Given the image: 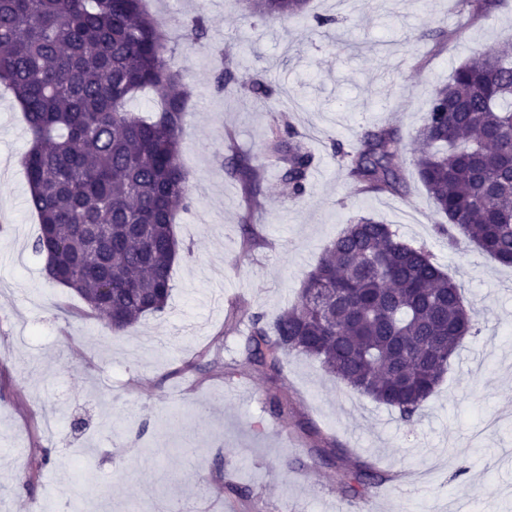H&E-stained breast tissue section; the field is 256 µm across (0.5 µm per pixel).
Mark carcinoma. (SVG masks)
<instances>
[{
	"label": "carcinoma",
	"mask_w": 512,
	"mask_h": 512,
	"mask_svg": "<svg viewBox=\"0 0 512 512\" xmlns=\"http://www.w3.org/2000/svg\"><path fill=\"white\" fill-rule=\"evenodd\" d=\"M489 16L504 0H462ZM309 0H246L262 19L307 17ZM198 15L182 37L205 46ZM219 92L240 88L272 112V90L259 74L230 64L213 76ZM0 85L19 103L30 135L22 164L28 207L40 234L46 277L71 289L89 311L123 335L161 314L173 289L178 211L191 186L180 142L194 87L171 62L169 37L143 0H0ZM160 94L151 119L126 104L139 92ZM421 147L407 155L395 126L370 129L346 148L333 144L342 169L364 189L400 195L412 164L448 220L438 230L448 247L459 237L512 266V42L475 54L432 90ZM286 195L304 196L313 154L286 116L265 134ZM226 167L251 207L262 203V172L231 152ZM246 325L239 365L277 379L291 355L313 358L336 381L395 411L422 414L461 340L474 328L459 286L423 246L373 217L354 219L324 250L297 301L268 319L230 311L224 333ZM336 467L346 450L312 449ZM345 493L359 496L386 480L372 465L348 468Z\"/></svg>",
	"instance_id": "cac0c4a2"
}]
</instances>
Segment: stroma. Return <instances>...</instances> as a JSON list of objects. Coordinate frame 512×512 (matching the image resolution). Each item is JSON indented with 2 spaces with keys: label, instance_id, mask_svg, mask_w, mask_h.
<instances>
[{
  "label": "stroma",
  "instance_id": "obj_1",
  "mask_svg": "<svg viewBox=\"0 0 512 512\" xmlns=\"http://www.w3.org/2000/svg\"><path fill=\"white\" fill-rule=\"evenodd\" d=\"M179 30L197 13L209 44L179 43L178 68L195 86L180 160L192 203L175 226L181 256L166 311L120 338L84 302L49 281L32 250L39 231L21 160L30 145L14 98L0 89V504L31 512L70 484L101 488L88 512H155L194 502L221 474L252 492V512H512V267L474 245L448 249L441 218L414 169L406 194H360L334 143L353 144L392 124L404 147L423 124L432 88L484 48L512 39V7L474 19L457 0H310L311 19L264 22L243 0H148ZM331 18L317 26L315 16ZM448 42L435 47L430 32ZM261 73L314 154L307 191L282 195L263 138L274 115L251 93L213 86L224 62ZM264 169L265 198L244 220L242 191L225 169V130ZM370 215L425 245L459 285L475 326L464 337L420 418L358 396L319 363L292 356L277 381L242 370L210 377L199 351L239 358L224 335L230 303L274 316L298 297L324 247L349 221ZM257 399H250V392ZM287 397L272 414V395ZM333 443L389 480L356 497L345 468H327L312 445ZM41 467H34V460ZM34 470L29 485L18 481Z\"/></svg>",
  "mask_w": 512,
  "mask_h": 512
}]
</instances>
